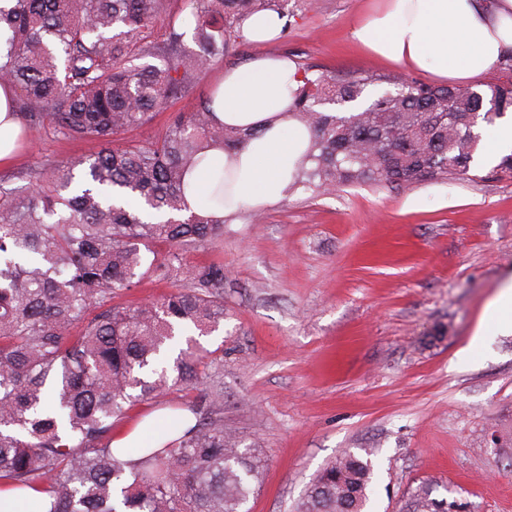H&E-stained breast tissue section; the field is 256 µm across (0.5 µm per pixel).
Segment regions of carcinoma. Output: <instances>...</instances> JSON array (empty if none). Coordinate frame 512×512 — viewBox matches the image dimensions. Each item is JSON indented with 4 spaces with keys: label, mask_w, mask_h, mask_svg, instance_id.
<instances>
[{
    "label": "carcinoma",
    "mask_w": 512,
    "mask_h": 512,
    "mask_svg": "<svg viewBox=\"0 0 512 512\" xmlns=\"http://www.w3.org/2000/svg\"><path fill=\"white\" fill-rule=\"evenodd\" d=\"M168 2L0 0L9 31L0 84L21 89L19 120L101 144L83 161L54 167L28 194L0 199V490L41 494L35 508L19 498L14 510L248 512L260 487L261 449L243 447L224 426L222 391H198L217 358L193 334L224 325L229 272L219 262L187 264L188 254L224 236L225 220L185 203L204 150L237 148L253 133L214 122L209 96L173 113L154 141L116 146L112 138L166 109L224 55L244 21L280 14L287 0H186L190 30L173 22L155 44L145 29ZM377 82L392 89L361 102ZM510 109L512 79L481 93L309 69L293 118L310 145L293 184L328 194L466 178L479 122ZM158 242L169 250L146 261ZM144 277L169 280L173 290L154 302L112 303ZM173 389L187 401L162 418L154 443L136 449L135 460L113 453L115 422L129 407ZM372 479L370 460L344 453L294 512H363ZM411 509L448 512L425 491Z\"/></svg>",
    "instance_id": "cac0c4a2"
}]
</instances>
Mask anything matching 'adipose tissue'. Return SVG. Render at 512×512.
Instances as JSON below:
<instances>
[{
  "label": "adipose tissue",
  "mask_w": 512,
  "mask_h": 512,
  "mask_svg": "<svg viewBox=\"0 0 512 512\" xmlns=\"http://www.w3.org/2000/svg\"><path fill=\"white\" fill-rule=\"evenodd\" d=\"M352 40L368 55L408 70L451 80H468L490 71L512 49V0L485 8L480 0H381L357 18ZM301 77L285 58L260 56L225 69L212 112L224 125L257 130L243 147L208 150L189 177L186 201L197 209L218 179L231 180L224 213L258 210L282 200L309 131L290 110ZM15 90L0 85V165L10 163L22 130L14 113Z\"/></svg>",
  "instance_id": "ef3b65f1"
}]
</instances>
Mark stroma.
I'll return each instance as SVG.
<instances>
[{
  "instance_id": "obj_1",
  "label": "stroma",
  "mask_w": 512,
  "mask_h": 512,
  "mask_svg": "<svg viewBox=\"0 0 512 512\" xmlns=\"http://www.w3.org/2000/svg\"><path fill=\"white\" fill-rule=\"evenodd\" d=\"M372 4L288 0L276 40L237 38L117 144L161 137L171 113L210 96L221 70L260 54L339 78L365 69L432 83L353 43L351 25ZM98 148L28 130L15 162L0 167V193ZM188 260L229 271L224 328L200 342L223 351L210 379L224 388L225 426L267 459L250 512H293L316 474L346 452L373 462L366 512H409L422 490L457 502L458 512H512V334L491 327L482 345L470 344L512 277V175L489 164L465 180L406 190L354 184L316 195L299 185L227 218L223 237ZM181 402L169 391L137 403L124 423L151 436Z\"/></svg>"
}]
</instances>
